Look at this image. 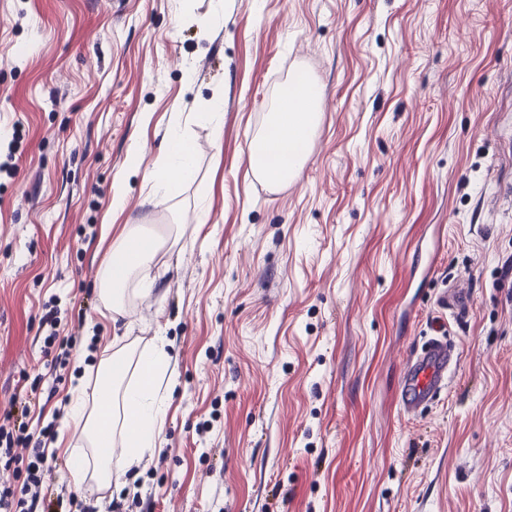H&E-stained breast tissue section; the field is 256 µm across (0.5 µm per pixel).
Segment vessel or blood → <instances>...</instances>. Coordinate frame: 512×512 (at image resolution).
Instances as JSON below:
<instances>
[{"instance_id":"b4317fda","label":"vessel or blood","mask_w":512,"mask_h":512,"mask_svg":"<svg viewBox=\"0 0 512 512\" xmlns=\"http://www.w3.org/2000/svg\"><path fill=\"white\" fill-rule=\"evenodd\" d=\"M455 363L447 344L436 337L415 353L400 378V401L404 411L418 410L445 390Z\"/></svg>"}]
</instances>
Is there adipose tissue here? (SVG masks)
<instances>
[{
	"mask_svg": "<svg viewBox=\"0 0 512 512\" xmlns=\"http://www.w3.org/2000/svg\"><path fill=\"white\" fill-rule=\"evenodd\" d=\"M314 95L310 81H295L287 97L268 113L249 146L248 166L255 178L277 186L296 176L308 155L318 121L312 107ZM158 167L178 175L177 180L159 184L158 192L165 199L178 191L180 183L193 178L194 151L181 129L173 130ZM159 250L158 241L144 234L137 224L125 225L113 239L110 255L99 273L100 292L108 311H123L124 287L132 278H139L141 291H148L150 284L142 274ZM167 362L163 344L137 355L124 345L100 358L94 377L76 378L71 389L70 418L80 425L96 450L91 464L72 468L76 484H83L88 474L111 482L113 435H120L122 447L132 458L154 446L165 420L154 378ZM131 372L138 374V382L127 383L126 376Z\"/></svg>",
	"mask_w": 512,
	"mask_h": 512,
	"instance_id": "1",
	"label": "adipose tissue"
}]
</instances>
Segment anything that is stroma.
Here are the masks:
<instances>
[{"instance_id":"obj_1","label":"stroma","mask_w":512,"mask_h":512,"mask_svg":"<svg viewBox=\"0 0 512 512\" xmlns=\"http://www.w3.org/2000/svg\"><path fill=\"white\" fill-rule=\"evenodd\" d=\"M300 68L321 119L274 191L248 146ZM178 122L197 173L161 202ZM12 142L0 415L47 430L49 492L87 451L61 429L73 377L161 341L162 433L113 447L87 512H512V0H0ZM126 224L169 242L115 314L97 276ZM455 286L469 311L441 306ZM439 323L458 366L405 413L402 367ZM48 336L73 342L53 373Z\"/></svg>"}]
</instances>
